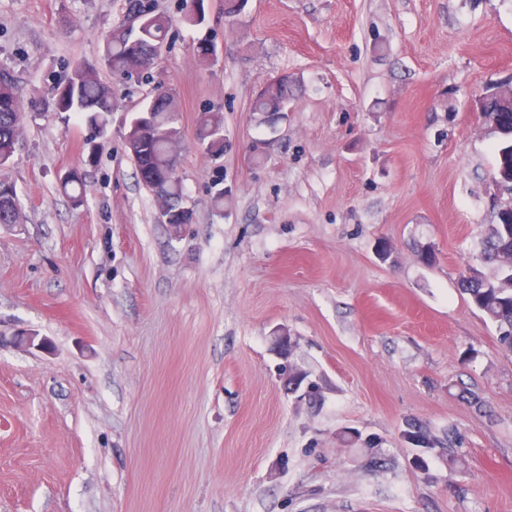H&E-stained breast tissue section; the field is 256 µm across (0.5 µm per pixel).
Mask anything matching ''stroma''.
I'll use <instances>...</instances> for the list:
<instances>
[{
	"mask_svg": "<svg viewBox=\"0 0 512 512\" xmlns=\"http://www.w3.org/2000/svg\"><path fill=\"white\" fill-rule=\"evenodd\" d=\"M155 4L173 27L136 82L100 64L124 0H0L24 97L85 60L116 105L102 135L28 113L0 170L22 213L0 225V512H512V353L459 291L506 205L512 138L479 98L512 82V0H249L232 24L206 0L201 27ZM281 73L295 100L272 129L249 108ZM161 87L195 212L177 228L123 140ZM209 110L216 161L195 138ZM75 168L78 205L59 188ZM281 328L316 402L283 385ZM413 422L464 445L422 451ZM223 134L224 117L220 112L201 113L196 124V140L202 142V151L208 158L214 159L224 155Z\"/></svg>",
	"mask_w": 512,
	"mask_h": 512,
	"instance_id": "35a3bbf8",
	"label": "stroma"
}]
</instances>
